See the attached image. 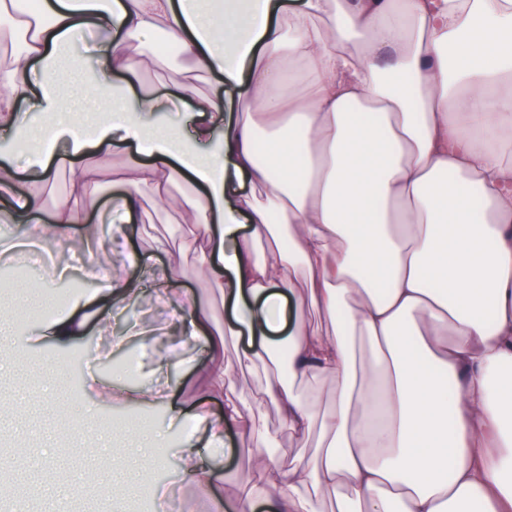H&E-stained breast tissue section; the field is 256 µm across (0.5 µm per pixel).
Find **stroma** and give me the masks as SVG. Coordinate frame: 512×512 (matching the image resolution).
I'll return each mask as SVG.
<instances>
[{"mask_svg": "<svg viewBox=\"0 0 512 512\" xmlns=\"http://www.w3.org/2000/svg\"><path fill=\"white\" fill-rule=\"evenodd\" d=\"M142 201L147 217L134 225L122 219L110 187L81 198L80 222L73 225L69 243L49 253L39 243L15 246V226L0 224V254L13 251L24 260L41 255L42 264L30 263L28 270L42 282H57L60 267L75 259L91 261L96 248L107 247L115 235L122 237L127 250L113 259V278H138L139 266L128 259L132 253L151 264L181 263L188 272L168 293L150 292L147 309L131 324L139 343L128 366L139 388L153 385L165 363L162 351L176 352L167 362L176 374L166 398L157 403L159 415L149 414L148 403L113 398V386H125L127 378L99 381L92 390L84 384L81 356L93 354L106 363L116 352L111 336L97 324L99 316L111 314V307L102 305L89 312L80 336L66 343L44 339L26 348L20 360L9 352L21 345V337L0 335V397L6 401L0 407V497L11 499L20 512H158V503L169 498L193 500L195 512H219L225 496L238 491L237 475L253 467L234 427L225 426L223 442L196 451L202 464L220 466L228 473L224 487L209 497L198 493L182 475L178 448L161 452L138 448L104 430L109 423L147 422L164 436L181 438L195 428L198 417L212 418L224 411L223 390L212 388L205 376L206 355L197 340L185 338L180 323L188 299L209 295L196 261L201 244L187 234L185 211L160 209L147 195ZM159 237L169 241V252L154 251ZM60 361L66 366L62 381L44 386L42 375ZM57 401L65 402L81 422V436H73L70 427L57 420L51 410ZM175 410L182 414V421L172 422ZM115 453L124 455L130 466L127 488L119 496L112 492V470L106 463Z\"/></svg>", "mask_w": 512, "mask_h": 512, "instance_id": "stroma-1", "label": "stroma"}]
</instances>
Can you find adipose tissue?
<instances>
[{"label": "adipose tissue", "mask_w": 512, "mask_h": 512, "mask_svg": "<svg viewBox=\"0 0 512 512\" xmlns=\"http://www.w3.org/2000/svg\"><path fill=\"white\" fill-rule=\"evenodd\" d=\"M0 19L23 40L0 58V219L64 245L73 201L48 224L34 210L61 169L81 194L117 189L128 216L145 189L185 204L206 242L207 286L231 319L200 300L182 318L224 390L223 417L184 439L190 482L208 493L221 481L195 450L231 422L255 471L226 512H316L327 494L336 512H512V0H41L35 13L0 0ZM91 28L97 69L72 71L110 109L89 122L64 111L71 91L53 65ZM159 31L186 74L166 90L143 81ZM292 63L303 81L288 78ZM199 73L219 88L196 90ZM187 99L192 129L159 121ZM23 102L37 127L19 123ZM131 143L135 155L103 173L96 156ZM86 271L114 306L183 274L146 265L116 281L111 253ZM228 335L247 340L242 369L288 352L287 378L267 376L261 404L244 403L218 363ZM324 378L325 409L296 386ZM266 404L291 437L319 428L317 448L284 460Z\"/></svg>", "instance_id": "adipose-tissue-1"}]
</instances>
